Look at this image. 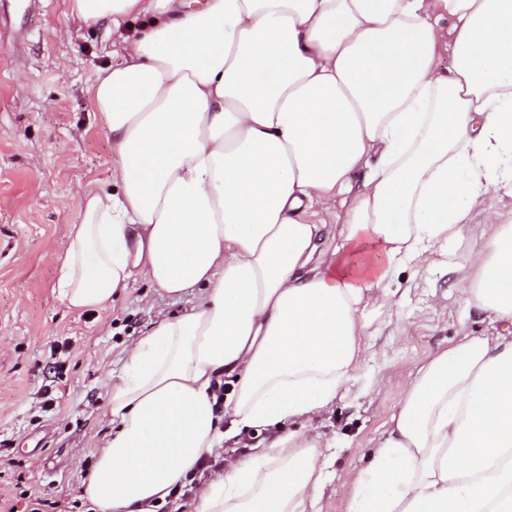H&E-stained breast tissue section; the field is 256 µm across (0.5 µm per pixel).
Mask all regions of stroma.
Segmentation results:
<instances>
[{
    "instance_id": "35a3bbf8",
    "label": "stroma",
    "mask_w": 512,
    "mask_h": 512,
    "mask_svg": "<svg viewBox=\"0 0 512 512\" xmlns=\"http://www.w3.org/2000/svg\"><path fill=\"white\" fill-rule=\"evenodd\" d=\"M137 27L85 25L70 0H0V501L13 512H28L34 495L86 512L81 484L108 430L113 374L143 332L190 307L158 294L144 275L125 295L81 312L56 289L85 190H113L116 159L93 87L112 47ZM502 224H512L504 192L471 214L463 245L394 272L386 308L366 316V368L309 428L329 457L316 512H349L354 476L421 366L461 336L500 332L470 300L459 268L467 249L487 244ZM257 442L246 429L203 455L159 512L195 500L214 472L253 457Z\"/></svg>"
}]
</instances>
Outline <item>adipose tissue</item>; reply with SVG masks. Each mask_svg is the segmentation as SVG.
I'll use <instances>...</instances> for the list:
<instances>
[{
    "label": "adipose tissue",
    "instance_id": "1",
    "mask_svg": "<svg viewBox=\"0 0 512 512\" xmlns=\"http://www.w3.org/2000/svg\"><path fill=\"white\" fill-rule=\"evenodd\" d=\"M71 11L144 24L96 78L116 190L84 195L58 295L94 308L142 271L194 301L131 345L82 483L97 512H157L223 448V408L253 429L325 411L364 368L365 313L391 271L459 242L491 204L512 160V0ZM336 197L341 243L323 261L301 215ZM468 277L512 323V224L470 254ZM326 468L312 436L290 432L215 475L190 512H307ZM355 482L349 512H512V332L462 336L421 366Z\"/></svg>",
    "mask_w": 512,
    "mask_h": 512
}]
</instances>
